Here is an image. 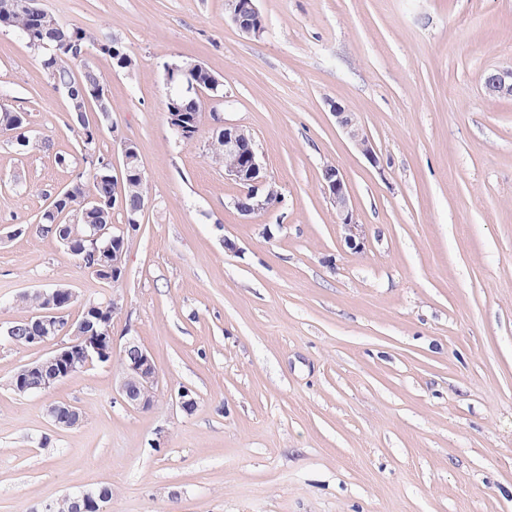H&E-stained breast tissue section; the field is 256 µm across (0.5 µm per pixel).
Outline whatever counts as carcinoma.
<instances>
[{
  "label": "carcinoma",
  "mask_w": 512,
  "mask_h": 512,
  "mask_svg": "<svg viewBox=\"0 0 512 512\" xmlns=\"http://www.w3.org/2000/svg\"><path fill=\"white\" fill-rule=\"evenodd\" d=\"M16 7L6 15L0 14V27L15 28L19 30L27 40L29 47L41 50L42 46H48V53L42 56L41 63L53 87L61 90L70 87L75 93V98H81V92H90L97 86L101 74L89 65L84 66L79 74H74L67 66V62L75 61L83 57L82 51L89 45L97 42L92 34L80 27H67L59 22L47 28L31 23L25 0H15ZM99 43V42H97ZM99 50L109 56L114 67L120 70H131L134 59L125 49L110 41L99 43ZM78 136V146L84 157L105 159V156L97 153L98 134L89 124L87 115H72ZM27 125L25 113L0 109V132L15 131L18 133L20 145H26L25 135L20 133ZM97 198L101 200L90 223L99 225L108 230L103 245L109 246L113 251L122 247V242L128 240L130 232L122 233L112 225V170L96 168L87 175H79L65 188L54 195L53 199L42 212L36 224V230L44 235H50L82 268H87L89 255L84 250L85 242L82 237L87 235V226L83 222L75 223L71 215L75 209L81 206L87 199ZM125 213L128 217L140 218L146 205V194L143 187L139 186L135 179L126 181L124 187Z\"/></svg>",
  "instance_id": "1"
}]
</instances>
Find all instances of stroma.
I'll list each match as a JSON object with an SVG mask.
<instances>
[{
  "mask_svg": "<svg viewBox=\"0 0 512 512\" xmlns=\"http://www.w3.org/2000/svg\"><path fill=\"white\" fill-rule=\"evenodd\" d=\"M38 4L136 59L117 70L92 46L70 67L104 77L98 148L117 161L120 139L137 144L146 207L111 286L36 232L86 164L40 52L1 27L0 105L26 113L28 143L0 134V512H49L102 486L104 512H512V100L484 85L512 66V0H259L258 39L224 0ZM177 62L222 84L190 143L166 108ZM217 115L253 134L279 204L235 209L238 188L208 155ZM329 162L347 176L361 249L320 190ZM58 285L123 295L114 342L152 354L153 406L121 402L115 361L9 390L52 347L3 331L31 317L22 295ZM58 403L82 423L54 426ZM332 114L336 118L338 126L346 133L353 147L372 164H377L378 157L373 145L358 122L355 114L349 112L340 103H332Z\"/></svg>",
  "mask_w": 512,
  "mask_h": 512,
  "instance_id": "stroma-1",
  "label": "stroma"
}]
</instances>
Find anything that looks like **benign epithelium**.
<instances>
[{"instance_id": "benign-epithelium-1", "label": "benign epithelium", "mask_w": 512, "mask_h": 512, "mask_svg": "<svg viewBox=\"0 0 512 512\" xmlns=\"http://www.w3.org/2000/svg\"><path fill=\"white\" fill-rule=\"evenodd\" d=\"M225 10L232 22L242 34L259 39L265 32L264 18L257 7V0H225ZM168 100L174 117H180L184 108L177 105L175 98L188 94H203L196 86L183 87L166 79ZM485 88L488 94L499 98H512V68L498 69L487 74ZM332 114L338 126L346 133L353 147L369 162L378 164L373 145L358 122L354 113L339 103L331 105ZM213 120L224 129V178L241 187L239 198H246L251 204L242 206L234 202L239 212L250 216L269 209L268 197L263 190L268 182L263 174V165L249 130L239 124L227 123L213 113ZM320 187L325 198L336 211V222L341 224L348 235L346 239L352 246L360 238L359 224L356 221L350 199L349 183L346 174L339 166L324 171L320 177ZM45 299L46 311L36 321V328L27 336V341L39 347L43 343L68 336V342L59 345L50 356L38 360L35 364L22 368V372H38L42 381L38 384L24 382L17 376L16 389L31 394L44 391L57 382L66 379L80 370L95 363L112 361V355L118 354L122 366V376L117 393L121 401L131 409L146 410L153 405L154 387L158 373L150 352L136 339H127L122 346L115 347L110 326L109 314L121 312V297L114 295L109 299L112 311L102 310L90 304L87 309L97 310L99 331L91 336L85 332V319L70 317V311L78 296L70 289L59 287L41 291ZM49 416L58 427H67L74 420V408L68 405H55L49 409Z\"/></svg>"}]
</instances>
